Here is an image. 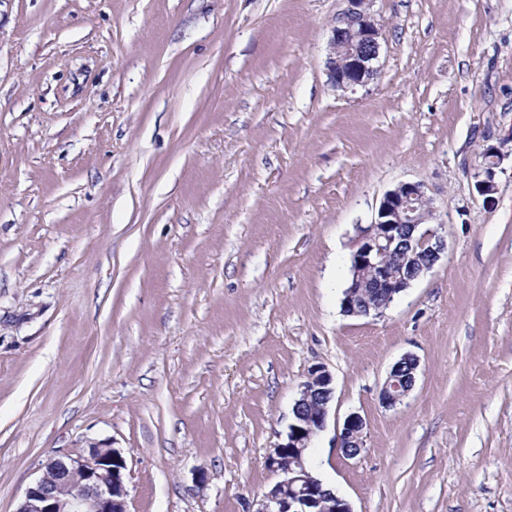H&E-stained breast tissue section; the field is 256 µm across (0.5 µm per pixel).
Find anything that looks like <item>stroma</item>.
<instances>
[{
    "mask_svg": "<svg viewBox=\"0 0 512 512\" xmlns=\"http://www.w3.org/2000/svg\"><path fill=\"white\" fill-rule=\"evenodd\" d=\"M344 6L0 0V512L91 440L129 512H255L316 364L310 467L353 512H512V159L492 200L473 178L512 149V0H374L353 93L325 68ZM403 182L448 251L347 316L351 242ZM504 144L499 146H489L483 148L481 151V157L486 158L491 156L493 162L492 165H486L483 161L480 164L479 171L475 174V189L479 196L485 200H491L493 195L497 193L498 185L495 181V170L508 156V151L503 150ZM418 367L419 360L413 355L403 356L393 365L381 391L386 407H394L408 396L415 386ZM365 420L358 414H350L344 421L341 430L335 436L337 448L346 457L359 455L364 447Z\"/></svg>",
    "mask_w": 512,
    "mask_h": 512,
    "instance_id": "1",
    "label": "stroma"
}]
</instances>
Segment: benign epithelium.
Returning a JSON list of instances; mask_svg holds the SVG:
<instances>
[{
	"mask_svg": "<svg viewBox=\"0 0 512 512\" xmlns=\"http://www.w3.org/2000/svg\"><path fill=\"white\" fill-rule=\"evenodd\" d=\"M336 16L325 61L329 83L347 92L367 86L380 73L382 24L371 11L373 0H344ZM475 189L486 200L497 193L495 170L508 156L503 146H489L481 157ZM434 218L431 199L421 182H404L380 200L374 221L358 229L352 246V284L344 291L343 311L355 317L380 316L411 284L429 273L448 249L445 236L426 227ZM419 360L406 355L397 361L381 391L391 408L402 402L416 383ZM333 376L321 365L308 370L292 408L284 441L266 457L278 480L265 492L255 512H353L336 491L313 475L308 453L314 438L326 429L333 394ZM366 422L349 415L335 436L337 448L349 458L364 448ZM126 460L122 452L91 441L74 452L50 459L42 475L25 490L16 512H128Z\"/></svg>",
	"mask_w": 512,
	"mask_h": 512,
	"instance_id": "7a95c632",
	"label": "benign epithelium"
}]
</instances>
